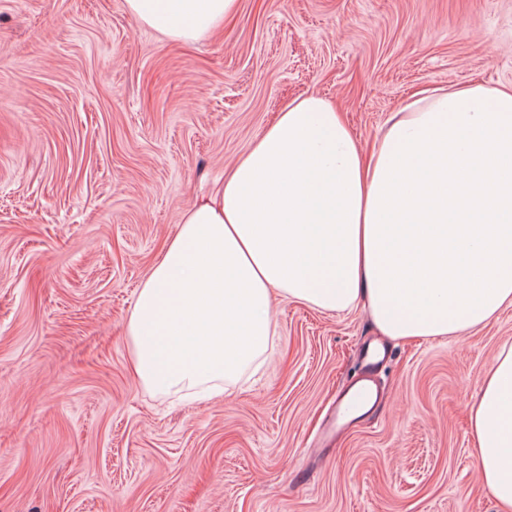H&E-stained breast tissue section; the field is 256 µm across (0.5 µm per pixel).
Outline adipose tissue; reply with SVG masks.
<instances>
[{"label": "adipose tissue", "mask_w": 512, "mask_h": 512, "mask_svg": "<svg viewBox=\"0 0 512 512\" xmlns=\"http://www.w3.org/2000/svg\"><path fill=\"white\" fill-rule=\"evenodd\" d=\"M125 4L186 43L238 0ZM278 295L328 313L365 303L395 340L456 337L512 307V85L419 90L368 153L331 101L285 102L142 282L126 326L136 381L221 395L274 349ZM469 421L482 483L512 512V344Z\"/></svg>", "instance_id": "ef3b65f1"}]
</instances>
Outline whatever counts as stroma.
<instances>
[{
  "label": "stroma",
  "mask_w": 512,
  "mask_h": 512,
  "mask_svg": "<svg viewBox=\"0 0 512 512\" xmlns=\"http://www.w3.org/2000/svg\"><path fill=\"white\" fill-rule=\"evenodd\" d=\"M512 82V0H240L175 43L125 0H0V512H500L467 407L512 307L457 337L380 339L277 299L280 340L222 396L131 376L137 290L185 207L289 98L371 150L410 92ZM371 377L379 402L336 423Z\"/></svg>",
  "instance_id": "obj_1"
}]
</instances>
